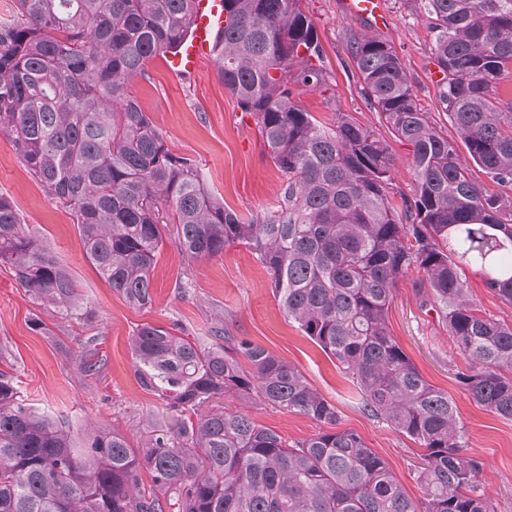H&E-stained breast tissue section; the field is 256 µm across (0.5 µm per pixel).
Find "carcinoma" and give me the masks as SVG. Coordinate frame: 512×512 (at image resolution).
Here are the masks:
<instances>
[{
  "label": "carcinoma",
  "mask_w": 512,
  "mask_h": 512,
  "mask_svg": "<svg viewBox=\"0 0 512 512\" xmlns=\"http://www.w3.org/2000/svg\"><path fill=\"white\" fill-rule=\"evenodd\" d=\"M193 2L14 0L0 20V133L133 307L153 302L163 209L190 261L247 246L288 319L336 359L365 410L425 449L423 496L412 500L358 434L331 431L336 406L297 367L222 328L207 346L176 324H144L132 336L135 373L176 419L137 449L105 428L76 441L66 418L24 403L0 369V512H489L454 401L422 377L387 312L398 283L412 278L466 361L459 382L512 420V324L482 313L466 277L477 269L512 304V203L475 177L512 183V90L501 88L512 75V0H405L433 33L439 101L465 161L420 108L394 47L374 33L347 40L364 98L411 146L409 195L393 192L383 140L346 114L322 122L294 101L296 89L325 83L303 0H224L218 78L285 177L277 210L259 222L205 188L130 91L148 59L184 40ZM2 262L40 304L90 320L67 270L1 194ZM96 355L92 337L83 373L98 371ZM230 393L329 430L290 443L242 408L213 407Z\"/></svg>",
  "instance_id": "carcinoma-1"
}]
</instances>
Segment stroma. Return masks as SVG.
Here are the masks:
<instances>
[{
  "instance_id": "35a3bbf8",
  "label": "stroma",
  "mask_w": 512,
  "mask_h": 512,
  "mask_svg": "<svg viewBox=\"0 0 512 512\" xmlns=\"http://www.w3.org/2000/svg\"><path fill=\"white\" fill-rule=\"evenodd\" d=\"M339 2L306 0L323 45L327 84L297 89L296 95L323 121L342 112L383 138L394 158L395 189L411 192L412 157L362 96L359 74L346 50L350 33L365 31L366 26L345 18ZM387 9V21L378 34L396 49L431 121L445 136H454L455 129L438 104L433 36L424 18L403 0H387ZM131 92L164 134L169 150L198 165L207 189L225 207L256 220L276 207L284 178L254 120L241 112L218 80L212 59H205L194 76L177 80L163 56L152 57L144 74L133 80ZM0 194L18 205L93 313L90 321L78 322L43 310L17 283L9 265L0 264V355L12 365L33 408L65 416L76 438H83L89 428L106 425L139 446L152 431L168 426L173 413L135 376L133 331L143 324H177L207 344L212 328L221 327L297 366L336 407L338 430L360 435L388 463L407 494L421 498L418 444L362 410L355 387L335 360L289 322L272 294L268 272L247 246L233 244L221 256L191 262L179 254L172 234H165L150 275L153 303L135 308L114 293L90 263L72 216L31 178L1 134ZM388 324L425 380L454 400L469 453L482 465L481 482L491 512H512V421L483 409L458 382L456 374L465 361L436 312L422 305L412 279L401 280L396 288ZM91 336L98 339L104 363L98 373L86 376L78 363L81 345ZM248 412L291 442L319 431L316 421L299 413L259 404L249 406Z\"/></svg>"
}]
</instances>
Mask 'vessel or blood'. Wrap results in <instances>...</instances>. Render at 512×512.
<instances>
[{
  "label": "vessel or blood",
  "instance_id": "b4317fda",
  "mask_svg": "<svg viewBox=\"0 0 512 512\" xmlns=\"http://www.w3.org/2000/svg\"><path fill=\"white\" fill-rule=\"evenodd\" d=\"M341 11L346 18L373 24L383 22L387 15L386 0H342ZM224 0H195L193 24L177 48L166 50L169 73L177 78L192 76L200 62L211 55L217 33L224 26Z\"/></svg>",
  "mask_w": 512,
  "mask_h": 512
}]
</instances>
